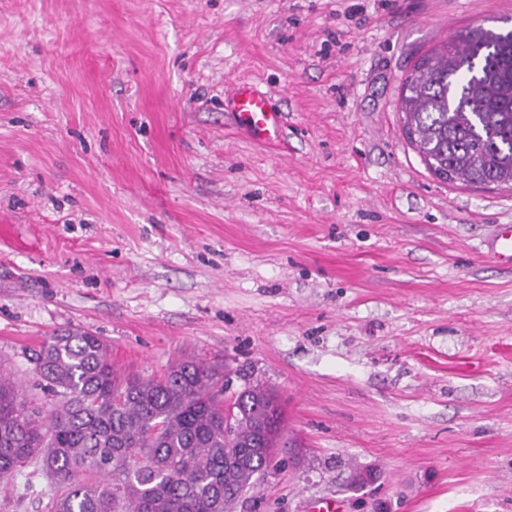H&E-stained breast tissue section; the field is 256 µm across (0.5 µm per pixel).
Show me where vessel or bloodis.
<instances>
[{
    "label": "vessel or blood",
    "instance_id": "vessel-or-blood-1",
    "mask_svg": "<svg viewBox=\"0 0 512 512\" xmlns=\"http://www.w3.org/2000/svg\"><path fill=\"white\" fill-rule=\"evenodd\" d=\"M226 107L232 112L237 126L247 137L257 143L271 144L279 140L283 117L274 109L266 92L256 84L241 81L235 84L226 99ZM490 253L500 263L512 264V225H498L493 236Z\"/></svg>",
    "mask_w": 512,
    "mask_h": 512
}]
</instances>
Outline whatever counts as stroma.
<instances>
[{"label":"stroma","mask_w":512,"mask_h":512,"mask_svg":"<svg viewBox=\"0 0 512 512\" xmlns=\"http://www.w3.org/2000/svg\"><path fill=\"white\" fill-rule=\"evenodd\" d=\"M512 0H0V370L88 331L275 388L286 441L236 512H512V187L441 182L398 112L449 35ZM256 83L275 146L224 100ZM375 467V490L348 489ZM23 467L0 512H46ZM491 258L500 263L512 264V225L500 224L490 245Z\"/></svg>","instance_id":"35a3bbf8"}]
</instances>
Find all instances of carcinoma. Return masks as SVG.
I'll return each instance as SVG.
<instances>
[{
    "instance_id": "carcinoma-1",
    "label": "carcinoma",
    "mask_w": 512,
    "mask_h": 512,
    "mask_svg": "<svg viewBox=\"0 0 512 512\" xmlns=\"http://www.w3.org/2000/svg\"><path fill=\"white\" fill-rule=\"evenodd\" d=\"M403 133L444 182L512 185V29L469 28L423 54L401 86ZM43 411L0 375V481L35 463L57 485L47 512H224L273 467L279 395L244 383L224 405L221 363L119 370L89 332L32 350Z\"/></svg>"
}]
</instances>
